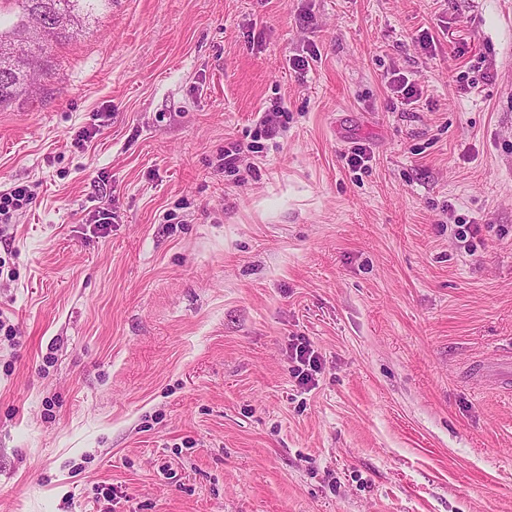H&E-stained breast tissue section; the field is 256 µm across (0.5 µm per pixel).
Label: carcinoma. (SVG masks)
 <instances>
[{"mask_svg":"<svg viewBox=\"0 0 512 512\" xmlns=\"http://www.w3.org/2000/svg\"><path fill=\"white\" fill-rule=\"evenodd\" d=\"M100 0H0V11L16 17L13 26L0 30V44L13 40L29 20L40 27L33 48L20 50L16 57H0V106L29 92L36 75L43 70V58L54 43L72 36L83 27Z\"/></svg>","mask_w":512,"mask_h":512,"instance_id":"carcinoma-1","label":"carcinoma"}]
</instances>
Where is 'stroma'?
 Returning <instances> with one entry per match:
<instances>
[{
  "label": "stroma",
  "instance_id": "35a3bbf8",
  "mask_svg": "<svg viewBox=\"0 0 512 512\" xmlns=\"http://www.w3.org/2000/svg\"><path fill=\"white\" fill-rule=\"evenodd\" d=\"M17 184L0 512H512V0H105L0 108ZM262 115L259 117V128L264 133V136L267 138H275L282 129L286 128V124L288 123L289 114L288 110L285 107L278 106L276 109L270 112L261 113ZM283 118V120L279 119ZM290 350L292 359L298 363L293 370L295 377L303 385L312 383L313 376L320 370L319 359L314 355V350L306 342L293 343Z\"/></svg>",
  "mask_w": 512,
  "mask_h": 512
}]
</instances>
